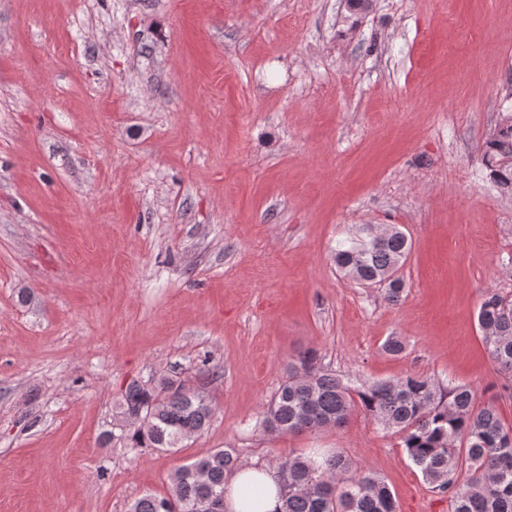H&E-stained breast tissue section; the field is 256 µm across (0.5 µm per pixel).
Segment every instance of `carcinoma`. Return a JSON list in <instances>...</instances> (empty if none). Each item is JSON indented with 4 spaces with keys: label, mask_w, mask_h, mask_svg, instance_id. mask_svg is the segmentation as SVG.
Wrapping results in <instances>:
<instances>
[{
    "label": "carcinoma",
    "mask_w": 512,
    "mask_h": 512,
    "mask_svg": "<svg viewBox=\"0 0 512 512\" xmlns=\"http://www.w3.org/2000/svg\"><path fill=\"white\" fill-rule=\"evenodd\" d=\"M482 162L500 189L512 192V120L499 123L483 144ZM410 250L399 228L368 224L358 241L338 243L334 259L345 277L383 285L385 299L393 302L404 290L399 271ZM477 320L485 348L503 375L498 397L510 400L512 297L488 294ZM357 408L400 435L401 448L432 488L453 491V512H512V426L502 422L494 403H479L468 386L443 389L429 377L410 374L353 389L305 351L288 364V377L268 402L264 424L278 434L338 427ZM213 415L211 401L173 379L154 386L133 381L101 445L119 438L130 448L176 452L204 432ZM276 465L278 476L288 477L281 512H398L377 473L353 471L338 454L318 460L288 455ZM237 468L233 452L219 448L178 468L168 495L146 494L130 512H211L212 503L224 500L228 476Z\"/></svg>",
    "instance_id": "carcinoma-1"
}]
</instances>
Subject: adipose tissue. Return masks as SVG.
<instances>
[{
  "label": "adipose tissue",
  "mask_w": 512,
  "mask_h": 512,
  "mask_svg": "<svg viewBox=\"0 0 512 512\" xmlns=\"http://www.w3.org/2000/svg\"><path fill=\"white\" fill-rule=\"evenodd\" d=\"M227 512H280L277 472L267 466H242L224 492Z\"/></svg>",
  "instance_id": "ef3b65f1"
}]
</instances>
